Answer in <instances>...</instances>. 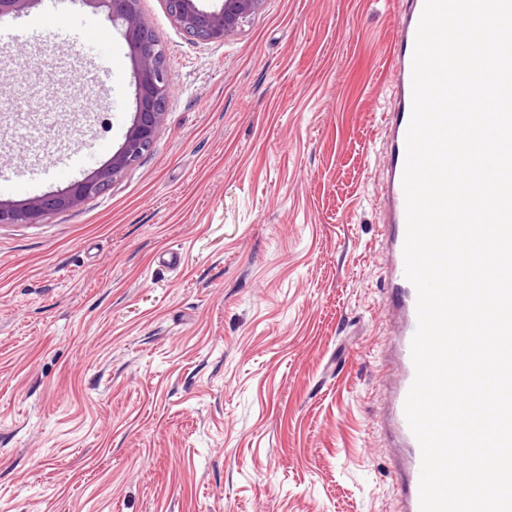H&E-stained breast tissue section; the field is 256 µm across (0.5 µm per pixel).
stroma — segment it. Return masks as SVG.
<instances>
[{"mask_svg":"<svg viewBox=\"0 0 512 512\" xmlns=\"http://www.w3.org/2000/svg\"><path fill=\"white\" fill-rule=\"evenodd\" d=\"M140 6L169 84L153 147L106 194L0 224V512H401L376 426L398 0H264L220 44ZM102 34L111 56L53 24L0 48V168L110 162L134 66ZM93 155L88 146H74L63 158H55L51 161L49 168L62 167L64 173L69 176L80 171L84 166L93 162Z\"/></svg>","mask_w":512,"mask_h":512,"instance_id":"35a3bbf8","label":"stroma"}]
</instances>
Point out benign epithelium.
Here are the masks:
<instances>
[{"mask_svg": "<svg viewBox=\"0 0 512 512\" xmlns=\"http://www.w3.org/2000/svg\"><path fill=\"white\" fill-rule=\"evenodd\" d=\"M104 12L106 25L121 32L136 60V112L124 142L112 160L95 174L59 194L19 203L0 201V224H39L57 212L76 208L107 192L126 169L153 146L168 100L165 56L140 9V0H88ZM177 29L199 43H221L260 8L262 0H223L218 10H206L197 0H164ZM35 0H0V17L20 14Z\"/></svg>", "mask_w": 512, "mask_h": 512, "instance_id": "obj_1", "label": "benign epithelium"}]
</instances>
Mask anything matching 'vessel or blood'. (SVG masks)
Returning <instances> with one entry per match:
<instances>
[{"instance_id":"b4317fda","label":"vessel or blood","mask_w":512,"mask_h":512,"mask_svg":"<svg viewBox=\"0 0 512 512\" xmlns=\"http://www.w3.org/2000/svg\"><path fill=\"white\" fill-rule=\"evenodd\" d=\"M66 4L67 0H44L42 15L32 19L24 28H1L0 44L16 46L38 39L46 20L64 11ZM423 6L424 0H400L399 3V34L388 54L391 96L386 112L381 115L386 151L380 172L381 192L378 198V245L383 254L380 278L387 286V310L396 315L399 323L396 337L391 343L399 374L387 424L402 450L395 480L404 498L405 512H420L421 449L404 411L405 400L415 377L411 344L417 328V292L405 276L406 204L403 173L406 134L412 113V61ZM92 161L88 146L77 145L66 156L53 159L51 165L72 175Z\"/></svg>"}]
</instances>
